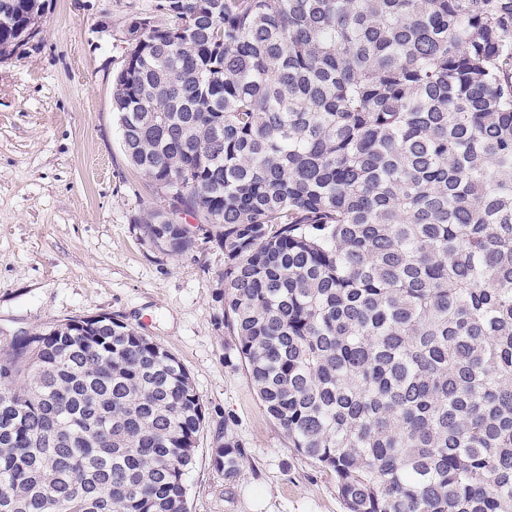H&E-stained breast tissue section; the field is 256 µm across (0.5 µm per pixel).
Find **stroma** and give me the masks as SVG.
<instances>
[{
  "instance_id": "stroma-1",
  "label": "stroma",
  "mask_w": 512,
  "mask_h": 512,
  "mask_svg": "<svg viewBox=\"0 0 512 512\" xmlns=\"http://www.w3.org/2000/svg\"><path fill=\"white\" fill-rule=\"evenodd\" d=\"M45 4L39 36L0 62V333L106 314L177 357L206 411L190 512H345L334 477L289 448L245 369L224 361L223 252L166 256L139 238L162 200L123 151L112 80L154 0ZM227 429L249 451L230 485L211 462Z\"/></svg>"
}]
</instances>
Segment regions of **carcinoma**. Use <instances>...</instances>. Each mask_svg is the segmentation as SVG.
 Listing matches in <instances>:
<instances>
[{
	"mask_svg": "<svg viewBox=\"0 0 512 512\" xmlns=\"http://www.w3.org/2000/svg\"><path fill=\"white\" fill-rule=\"evenodd\" d=\"M43 0H0V61ZM164 255L224 252L235 358L346 512H512V0H155L113 80ZM205 409L69 318L0 347V512H188ZM248 452L224 425L228 484Z\"/></svg>",
	"mask_w": 512,
	"mask_h": 512,
	"instance_id": "cac0c4a2",
	"label": "carcinoma"
}]
</instances>
